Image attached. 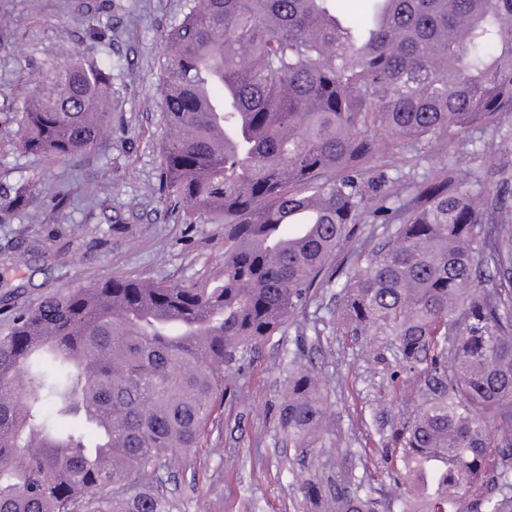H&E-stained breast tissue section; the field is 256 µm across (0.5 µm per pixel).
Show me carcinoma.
I'll return each mask as SVG.
<instances>
[{
  "instance_id": "1",
  "label": "carcinoma",
  "mask_w": 512,
  "mask_h": 512,
  "mask_svg": "<svg viewBox=\"0 0 512 512\" xmlns=\"http://www.w3.org/2000/svg\"><path fill=\"white\" fill-rule=\"evenodd\" d=\"M187 0L165 35L166 138L151 193L224 225V270L113 276L52 292L0 331V512H178L163 456L199 447L224 365L318 288L412 383L392 427L387 502L352 471L300 484L308 512H512V164L483 186L453 165L407 183L380 146L447 144L512 114V0ZM76 11L112 19V0ZM121 60L76 49L33 69L18 149L68 161L112 138ZM33 182L0 196L33 206ZM382 224L387 237L336 255ZM57 370L49 379L44 367ZM329 385L293 357L288 443L341 448ZM53 401L56 416L45 410Z\"/></svg>"
}]
</instances>
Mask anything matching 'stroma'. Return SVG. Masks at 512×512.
<instances>
[{
    "label": "stroma",
    "instance_id": "35a3bbf8",
    "mask_svg": "<svg viewBox=\"0 0 512 512\" xmlns=\"http://www.w3.org/2000/svg\"><path fill=\"white\" fill-rule=\"evenodd\" d=\"M107 43L82 40L83 18L71 0H0V113L19 104L18 85L32 48L56 56L79 48L86 58L121 56L124 75L112 101V140L91 159L59 165L0 142V193L34 179L37 200L68 195L65 209H47L38 223L18 212L0 223V328L16 310L50 291H66L113 276L180 282L217 272L224 228L201 219L177 223L157 197L158 146L165 136L160 86L163 36L181 16L184 0H121ZM494 128L472 132L442 149L420 143L390 157L411 179L458 164L489 179L497 164L488 145ZM120 232H113L114 218ZM336 291H313L282 331L257 349L238 354L224 369V392L199 447L179 458L166 487L179 512H306L299 491L310 472L334 474L352 466L357 481L378 498L395 491L387 451L390 428L412 407L395 390L394 363L368 354L369 340L344 335L331 321ZM331 388V409L346 441L331 455H302L278 424L285 370L294 353Z\"/></svg>",
    "mask_w": 512,
    "mask_h": 512
}]
</instances>
